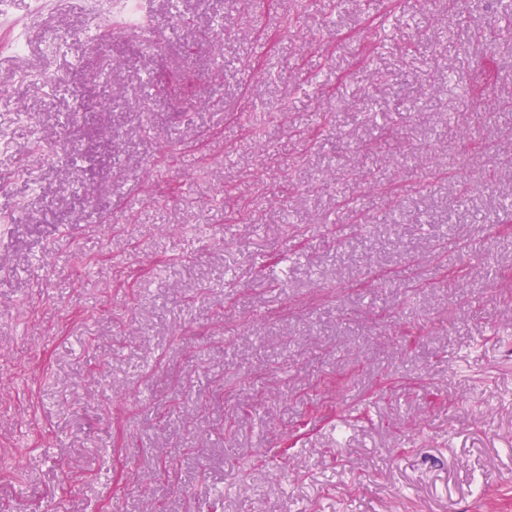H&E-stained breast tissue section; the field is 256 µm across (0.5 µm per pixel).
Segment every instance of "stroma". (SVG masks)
Instances as JSON below:
<instances>
[{
  "mask_svg": "<svg viewBox=\"0 0 512 512\" xmlns=\"http://www.w3.org/2000/svg\"><path fill=\"white\" fill-rule=\"evenodd\" d=\"M149 11L0 0V512H512V0Z\"/></svg>",
  "mask_w": 512,
  "mask_h": 512,
  "instance_id": "35a3bbf8",
  "label": "stroma"
}]
</instances>
